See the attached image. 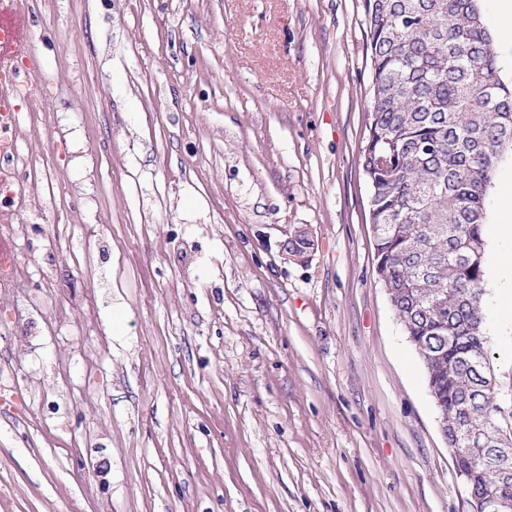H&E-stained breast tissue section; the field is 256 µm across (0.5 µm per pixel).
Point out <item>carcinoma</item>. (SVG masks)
I'll return each mask as SVG.
<instances>
[{"mask_svg": "<svg viewBox=\"0 0 512 512\" xmlns=\"http://www.w3.org/2000/svg\"><path fill=\"white\" fill-rule=\"evenodd\" d=\"M373 93L358 157L372 200L376 269L421 360L453 463L472 473L468 496L503 483L470 466L479 433L507 447L512 401L491 366L483 282L486 201L502 152L512 149V88L501 78L479 0H365ZM382 165L375 164L379 155ZM311 240L288 251L309 260Z\"/></svg>", "mask_w": 512, "mask_h": 512, "instance_id": "carcinoma-1", "label": "carcinoma"}]
</instances>
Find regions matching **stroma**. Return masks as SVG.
I'll return each instance as SVG.
<instances>
[{"mask_svg": "<svg viewBox=\"0 0 512 512\" xmlns=\"http://www.w3.org/2000/svg\"><path fill=\"white\" fill-rule=\"evenodd\" d=\"M30 27L53 88L19 141L63 196L13 263L70 327L0 280V512H466L373 261L364 0H39ZM485 222L512 225L511 154ZM307 232L308 231L305 228H299L292 233L289 232L288 248L286 247L285 243L287 240L283 244L284 250L287 252V254L289 251L292 256L299 258L302 262H307L309 260L310 249H312L313 246L311 240L308 237H306L304 234H299Z\"/></svg>", "mask_w": 512, "mask_h": 512, "instance_id": "35a3bbf8", "label": "stroma"}]
</instances>
